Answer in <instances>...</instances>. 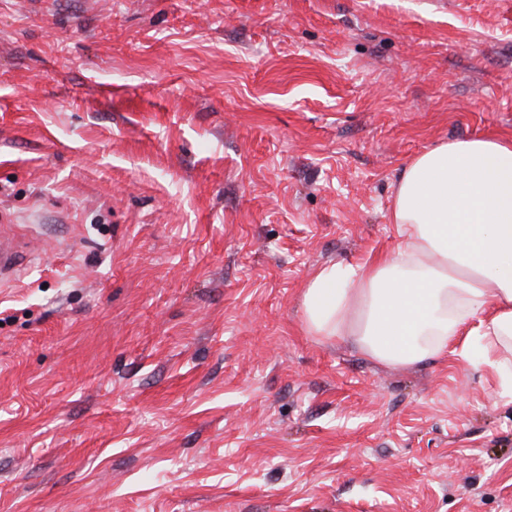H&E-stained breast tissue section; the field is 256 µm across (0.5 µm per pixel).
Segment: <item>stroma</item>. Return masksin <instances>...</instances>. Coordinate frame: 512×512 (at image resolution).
Listing matches in <instances>:
<instances>
[{
    "instance_id": "35a3bbf8",
    "label": "stroma",
    "mask_w": 512,
    "mask_h": 512,
    "mask_svg": "<svg viewBox=\"0 0 512 512\" xmlns=\"http://www.w3.org/2000/svg\"><path fill=\"white\" fill-rule=\"evenodd\" d=\"M486 133L512 0H0V512H512V352L303 314Z\"/></svg>"
}]
</instances>
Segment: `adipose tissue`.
Masks as SVG:
<instances>
[{
	"instance_id": "1",
	"label": "adipose tissue",
	"mask_w": 512,
	"mask_h": 512,
	"mask_svg": "<svg viewBox=\"0 0 512 512\" xmlns=\"http://www.w3.org/2000/svg\"><path fill=\"white\" fill-rule=\"evenodd\" d=\"M397 252L319 269L304 290L311 335L354 337L373 361L412 366L512 343V140L485 135L416 156L395 193Z\"/></svg>"
}]
</instances>
